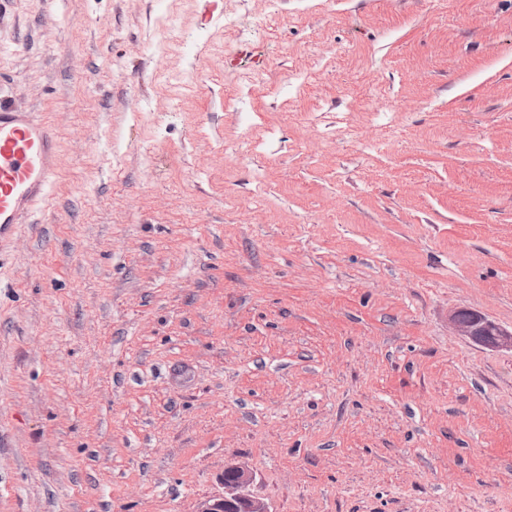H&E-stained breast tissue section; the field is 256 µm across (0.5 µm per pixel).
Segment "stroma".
<instances>
[{
	"label": "stroma",
	"mask_w": 512,
	"mask_h": 512,
	"mask_svg": "<svg viewBox=\"0 0 512 512\" xmlns=\"http://www.w3.org/2000/svg\"><path fill=\"white\" fill-rule=\"evenodd\" d=\"M267 11L0 0V512H512V0ZM57 156L53 129L0 98V240L14 235L33 205L46 199ZM475 313L476 324L469 326L463 323L458 311L454 312L450 321L455 332L481 346L512 350V332L502 329L487 316L479 312ZM218 481L222 491L201 499L194 512H270L250 491L252 475L244 467H227Z\"/></svg>",
	"instance_id": "obj_1"
}]
</instances>
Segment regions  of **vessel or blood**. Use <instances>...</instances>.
<instances>
[{
	"label": "vessel or blood",
	"mask_w": 512,
	"mask_h": 512,
	"mask_svg": "<svg viewBox=\"0 0 512 512\" xmlns=\"http://www.w3.org/2000/svg\"><path fill=\"white\" fill-rule=\"evenodd\" d=\"M57 156L53 129L0 99V240L14 235L33 205L46 199Z\"/></svg>",
	"instance_id": "b4317fda"
}]
</instances>
